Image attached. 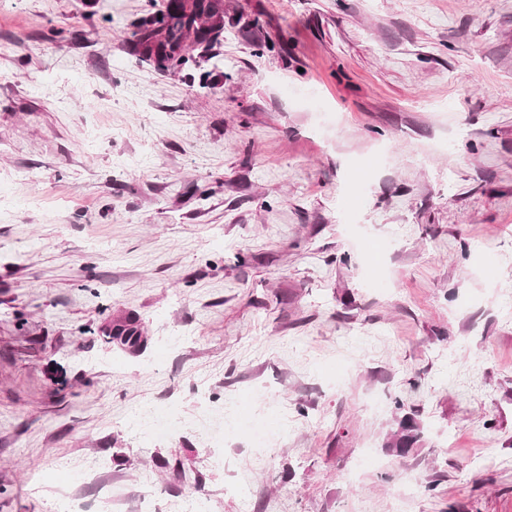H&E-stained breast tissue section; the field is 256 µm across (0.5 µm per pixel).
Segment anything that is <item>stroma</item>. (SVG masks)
<instances>
[{
  "mask_svg": "<svg viewBox=\"0 0 512 512\" xmlns=\"http://www.w3.org/2000/svg\"><path fill=\"white\" fill-rule=\"evenodd\" d=\"M168 3L0 0V512H512V0ZM161 15V19H158ZM140 36L131 53L147 60L162 59L165 71L186 63V42L208 49L224 33V6L220 0H171L166 13L143 16L137 22ZM104 332L131 354L141 353L147 348V339L142 334L139 320L132 315L110 322ZM182 422L173 414L162 415L155 405L144 404L132 417L130 426L133 430L146 434L173 433L182 425ZM423 427L416 421L414 414H404L398 424V429L391 434L386 448L398 456H406L420 441Z\"/></svg>",
  "mask_w": 512,
  "mask_h": 512,
  "instance_id": "1",
  "label": "stroma"
}]
</instances>
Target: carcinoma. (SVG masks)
Segmentation results:
<instances>
[{
    "mask_svg": "<svg viewBox=\"0 0 512 512\" xmlns=\"http://www.w3.org/2000/svg\"><path fill=\"white\" fill-rule=\"evenodd\" d=\"M137 25L140 36L131 53L147 60H163L165 65L160 70L165 71L186 63L187 41L205 49L220 41L224 33V6L221 0H171L167 12L143 16ZM104 332L132 354L147 348L139 320L132 315L110 322ZM422 434L423 427L414 415L405 414L386 447L398 456H405L415 448Z\"/></svg>",
    "mask_w": 512,
    "mask_h": 512,
    "instance_id": "carcinoma-1",
    "label": "carcinoma"
}]
</instances>
